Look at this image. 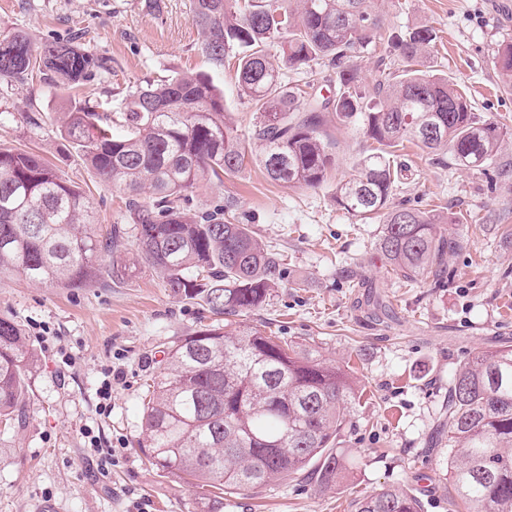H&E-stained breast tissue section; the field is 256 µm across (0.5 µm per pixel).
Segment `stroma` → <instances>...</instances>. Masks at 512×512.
<instances>
[{"label":"stroma","instance_id":"35a3bbf8","mask_svg":"<svg viewBox=\"0 0 512 512\" xmlns=\"http://www.w3.org/2000/svg\"><path fill=\"white\" fill-rule=\"evenodd\" d=\"M378 7L383 31L432 28L438 65L466 89L478 117L510 134L483 169L404 143L409 173L389 208L448 218L461 241L442 279L406 281L377 249L379 225L358 221L334 200L337 183L372 140L328 121L336 142L328 180L317 188L274 182L248 138L260 116L241 95L234 68L212 71L248 156L224 181H201L192 207L233 199L266 248L284 259L269 300L241 322L350 366L363 392L341 436L353 464L343 482L323 486L306 472L225 495L224 512H353L354 500L390 485L413 490L421 512H449L434 446L448 375L478 352L512 344V91L503 90L496 68L498 48L512 42V0H380ZM1 27L36 44L73 38L111 59L109 72L68 92L39 78L0 81V112L9 115L0 147L40 151L84 191L98 227L120 223L122 194L67 152L52 127L32 128L26 115L64 112L73 99L117 104L137 84L208 70L191 0H0ZM0 318L22 330L34 354L22 423L0 426V512H194V488L152 466L139 448L141 394L165 348L214 322L207 307L171 293L147 268L82 288L33 284L13 273L0 277ZM109 369L122 378L113 381L105 411L100 387Z\"/></svg>","mask_w":512,"mask_h":512}]
</instances>
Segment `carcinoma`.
Segmentation results:
<instances>
[{
    "label": "carcinoma",
    "mask_w": 512,
    "mask_h": 512,
    "mask_svg": "<svg viewBox=\"0 0 512 512\" xmlns=\"http://www.w3.org/2000/svg\"><path fill=\"white\" fill-rule=\"evenodd\" d=\"M378 0H192L202 56L216 70L237 62L238 88L261 119L251 140L262 146L267 176L288 187L316 188L335 166V142L324 113L358 125L374 140L356 170L336 187V204L381 224L378 249L407 279L442 277L445 257L461 247L435 215L388 208L405 179L395 149L412 142L450 153L456 165L483 168L498 154L504 125L480 119L448 74L430 69L436 35L418 25L381 28ZM279 48L269 60L268 48ZM376 54L366 86L355 62ZM328 62L336 94L319 99L314 84L292 85L286 73ZM111 60L74 40L34 44L0 28V78L23 84L36 74L75 87L110 70ZM497 66L512 88V43ZM40 129L60 138L103 182L125 195L126 223L140 260L164 287L198 300L224 326H209L167 348L163 372L142 398V451L151 464L197 489L196 512H224V495L291 478L314 467L329 486L350 465L340 436L360 399L349 372L322 361L313 347L270 336L232 318L263 305L283 259L262 247L234 204L191 212L198 182L238 173L246 147L224 115V90L208 73H178L130 90L119 110L74 104L60 119L31 112ZM91 224L80 189L40 154L0 149V276L18 272L35 284L87 286L101 277L102 255L117 245ZM32 352L21 330L0 319V424L20 422ZM437 431L456 512H512V348L482 351L448 378ZM354 512H420L411 491L388 486L354 502Z\"/></svg>",
    "instance_id": "cac0c4a2"
}]
</instances>
